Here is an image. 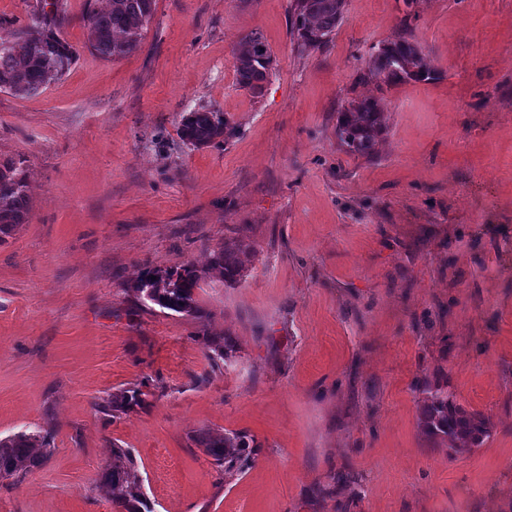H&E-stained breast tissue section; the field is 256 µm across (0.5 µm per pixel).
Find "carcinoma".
<instances>
[{"label":"carcinoma","mask_w":512,"mask_h":512,"mask_svg":"<svg viewBox=\"0 0 512 512\" xmlns=\"http://www.w3.org/2000/svg\"><path fill=\"white\" fill-rule=\"evenodd\" d=\"M57 12L38 16L34 7L26 25L0 35V91L18 96L39 93L62 80L75 60L72 46L60 35L68 23L64 0H56ZM156 0H94L82 18L89 49L107 61L123 59L137 51L144 31L152 19ZM345 0H292L291 38L295 50L308 56L326 47L341 23ZM239 85L254 96L262 94L274 63L263 37L252 32L244 36L234 51ZM438 70L428 53L412 33L401 27L392 38L372 47L359 78L374 82L383 91L409 81L433 80ZM228 121L215 109L201 108L191 120H182L181 139L194 146L210 145L224 137ZM387 131L383 98L358 96L348 100L337 112L336 140L349 154L372 159ZM31 194L24 162L0 161V243L16 229L29 223ZM250 258V245L234 238L210 253L203 269L192 263L178 268L143 271L129 284L138 306L190 317L207 327L210 314L199 305L195 290L210 274L218 275L232 286L243 277ZM209 359L226 358L233 349L232 339L203 333ZM416 388L423 398L419 406L418 426L426 441L448 446V454L470 453L490 438L494 427L481 412L468 411L448 393V383L420 379ZM147 393L134 387L118 391L99 412L120 418L145 408ZM192 442L212 457L224 475L241 473L252 462L254 439L244 432L199 429ZM52 434L42 436L17 433L0 439V471L8 475L27 472L42 464L50 451ZM101 489L110 497L120 495L118 503L125 512H151L140 492V478L131 454L123 448L112 449V463L100 477Z\"/></svg>","instance_id":"carcinoma-1"}]
</instances>
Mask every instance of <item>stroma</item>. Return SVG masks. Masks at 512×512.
Masks as SVG:
<instances>
[{"mask_svg":"<svg viewBox=\"0 0 512 512\" xmlns=\"http://www.w3.org/2000/svg\"><path fill=\"white\" fill-rule=\"evenodd\" d=\"M32 96L0 91V158L23 160L30 223L0 244V439L51 433L40 468L0 477V512H121L99 489L130 451L151 512H512V0H346L323 50L298 55L291 0H156L140 48L90 52ZM409 19L437 79L355 78ZM259 32L261 96L234 50ZM382 94L375 158L336 140L341 104ZM230 130L195 148L188 112ZM242 237V280L196 295L227 361L188 317L132 311L145 269L205 267ZM447 380L492 436L449 456L418 427L417 380ZM145 385L147 409L98 404ZM201 428L259 449L227 477ZM234 59L239 85L253 96H260L274 63L263 37L257 32L244 36L234 51Z\"/></svg>","mask_w":512,"mask_h":512,"instance_id":"stroma-1","label":"stroma"}]
</instances>
